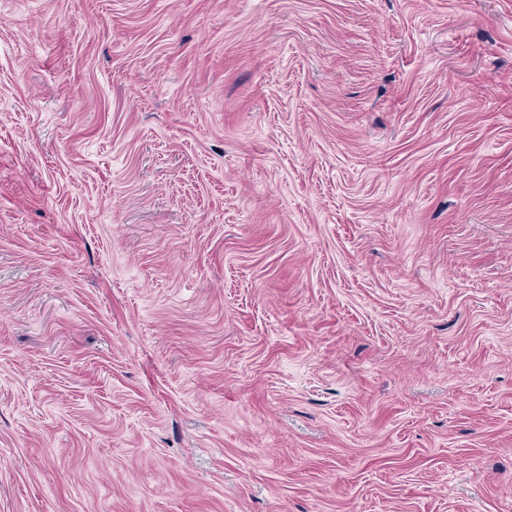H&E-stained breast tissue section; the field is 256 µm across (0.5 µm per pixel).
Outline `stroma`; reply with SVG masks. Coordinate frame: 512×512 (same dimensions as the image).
I'll use <instances>...</instances> for the list:
<instances>
[{
	"instance_id": "obj_1",
	"label": "stroma",
	"mask_w": 512,
	"mask_h": 512,
	"mask_svg": "<svg viewBox=\"0 0 512 512\" xmlns=\"http://www.w3.org/2000/svg\"><path fill=\"white\" fill-rule=\"evenodd\" d=\"M0 512H512V0H0Z\"/></svg>"
}]
</instances>
